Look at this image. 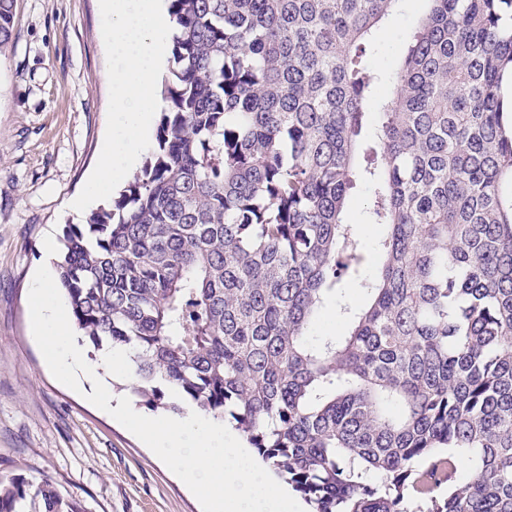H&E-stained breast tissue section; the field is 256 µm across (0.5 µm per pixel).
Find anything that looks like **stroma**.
I'll use <instances>...</instances> for the list:
<instances>
[{"instance_id": "35a3bbf8", "label": "stroma", "mask_w": 512, "mask_h": 512, "mask_svg": "<svg viewBox=\"0 0 512 512\" xmlns=\"http://www.w3.org/2000/svg\"><path fill=\"white\" fill-rule=\"evenodd\" d=\"M425 0H402L376 39V69L394 65ZM99 0H16L14 42L0 56V477L52 483L82 512H202L187 486L109 414L59 383L31 330L28 295L40 265L55 266L46 241L82 214L68 201L92 173L107 126L109 87ZM372 191L348 202L369 250Z\"/></svg>"}]
</instances>
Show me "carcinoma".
I'll return each instance as SVG.
<instances>
[{"mask_svg": "<svg viewBox=\"0 0 512 512\" xmlns=\"http://www.w3.org/2000/svg\"><path fill=\"white\" fill-rule=\"evenodd\" d=\"M400 2L169 0L155 147L65 225L59 286L94 350H133L146 405L230 418L313 512H512V0H427L383 73ZM359 182L385 228L367 278ZM348 280L347 334L308 340ZM28 503L80 512L0 479V512ZM427 3L422 0H403L395 14L384 24L372 46L371 57L377 70H390L394 65L401 42L416 28Z\"/></svg>", "mask_w": 512, "mask_h": 512, "instance_id": "obj_1", "label": "carcinoma"}]
</instances>
